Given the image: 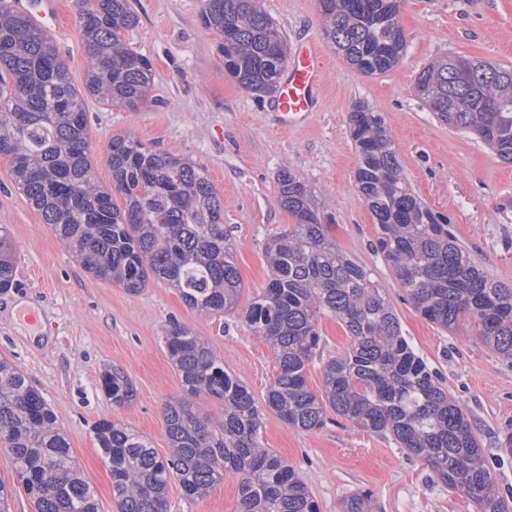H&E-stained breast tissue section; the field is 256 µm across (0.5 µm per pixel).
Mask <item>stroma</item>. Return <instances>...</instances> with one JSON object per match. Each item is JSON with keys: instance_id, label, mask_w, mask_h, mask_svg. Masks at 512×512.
<instances>
[{"instance_id": "35a3bbf8", "label": "stroma", "mask_w": 512, "mask_h": 512, "mask_svg": "<svg viewBox=\"0 0 512 512\" xmlns=\"http://www.w3.org/2000/svg\"><path fill=\"white\" fill-rule=\"evenodd\" d=\"M64 33L54 38L75 85H82L86 48L76 0H65ZM137 27L124 40L152 63L148 101L135 112L89 101L90 155L99 182L110 185L108 145L127 134L148 148L200 165L224 201V225L236 248L248 306L266 281L264 242L292 218L279 202V177L289 171L311 188L330 233L352 258L369 267L394 306L405 336L448 380L495 454L498 434L512 425V367L467 328L444 332L405 301L398 283L373 251L375 220L355 184L357 152L349 116L356 106L380 112L415 195L448 218L471 257L494 279L512 286V164L474 135L440 122L414 93L433 59L448 54L512 65V0H404L400 24L406 47L400 64L377 76L349 65L328 46L316 0H262L289 50L316 41L326 54L319 110L284 126L273 97L243 90L224 70L217 32L201 24L203 0H132ZM0 224L17 250L16 285L0 292V355L31 380L58 417L100 512H117L112 478L94 446L102 418L125 424L167 454L166 401L181 391L165 347L171 324L208 341L254 394L262 397L276 373L269 346L234 315L190 309L178 291L150 282L136 295L85 273L50 225L16 187L10 162L0 158ZM37 309L51 334L20 317ZM123 370L136 388L128 406H112L102 374ZM262 440L305 476L320 512H342L352 494L371 491L374 512H472L467 500L433 479L427 465L388 437L329 414L314 431L288 427L264 412ZM237 479L225 475L202 498L168 487V512H236Z\"/></svg>"}]
</instances>
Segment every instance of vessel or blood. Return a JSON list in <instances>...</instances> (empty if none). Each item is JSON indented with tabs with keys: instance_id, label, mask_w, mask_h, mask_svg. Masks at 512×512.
Segmentation results:
<instances>
[{
	"instance_id": "b4317fda",
	"label": "vessel or blood",
	"mask_w": 512,
	"mask_h": 512,
	"mask_svg": "<svg viewBox=\"0 0 512 512\" xmlns=\"http://www.w3.org/2000/svg\"><path fill=\"white\" fill-rule=\"evenodd\" d=\"M60 0H11L13 10L44 30H52ZM325 75V54L313 41L302 42L289 61L277 97L276 109L284 124L307 120L318 105Z\"/></svg>"
}]
</instances>
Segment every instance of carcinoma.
Wrapping results in <instances>:
<instances>
[{"instance_id": "1", "label": "carcinoma", "mask_w": 512, "mask_h": 512, "mask_svg": "<svg viewBox=\"0 0 512 512\" xmlns=\"http://www.w3.org/2000/svg\"><path fill=\"white\" fill-rule=\"evenodd\" d=\"M317 2L327 38L359 72L381 75L401 61L402 0ZM201 20L222 35L224 70L241 88L263 94L280 88L288 61L278 53L286 39L261 0H204ZM138 24L131 0H79L78 31L87 52L79 89L52 39L0 0V157L10 161L12 180L43 223L96 279L129 294L161 280L192 309L241 313L273 350L277 370L263 402L288 427L320 429L333 412L390 437L475 512H512V489L496 476L502 458L488 459L466 407L403 335L370 270L336 243L301 178L281 175L279 200L293 223L269 236L266 282L242 310L224 202L202 167L116 135L107 153L111 185L98 184L87 100L131 111L147 101L152 65L124 41ZM415 88L441 122L478 136L512 163V66L446 56L419 73ZM350 126L355 182L376 221L374 251L404 299L442 330L469 329L512 366V287L490 277L446 219L412 192L379 113L359 106ZM15 267L16 251L1 225V291L13 287ZM325 315L341 321L350 337L326 359L319 331ZM165 344L182 387L164 406L168 455L110 418L93 426L119 512H167L170 482L188 497H204L227 472L237 476V512H320L302 473L264 446L258 402L224 360L178 323L167 330ZM317 359L318 393L307 384L308 366ZM101 387L114 406L134 400V386L118 368L102 375ZM197 400L220 405L221 413L201 410ZM0 448L13 457L36 512H99L54 410L2 357ZM343 512H372L371 495L351 496Z\"/></svg>"}]
</instances>
